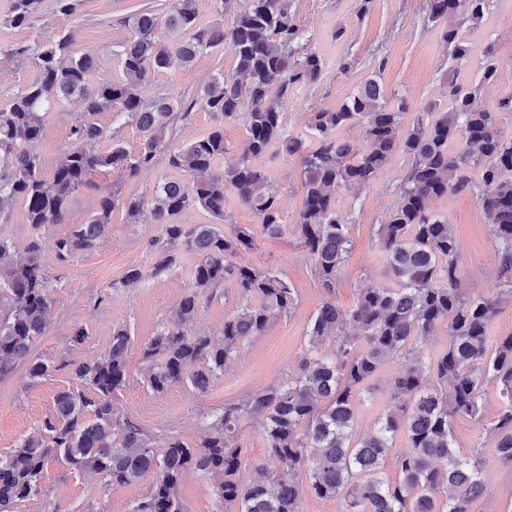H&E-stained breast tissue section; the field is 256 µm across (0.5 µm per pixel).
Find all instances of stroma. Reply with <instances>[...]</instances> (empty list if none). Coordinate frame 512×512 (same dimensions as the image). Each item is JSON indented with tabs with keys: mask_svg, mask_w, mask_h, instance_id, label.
<instances>
[{
	"mask_svg": "<svg viewBox=\"0 0 512 512\" xmlns=\"http://www.w3.org/2000/svg\"><path fill=\"white\" fill-rule=\"evenodd\" d=\"M170 0H82L70 17L46 7L22 28L0 26V104L37 75L34 64H18L4 51L20 42L43 44L57 40L65 31L75 32L78 47L96 51L100 67L97 78L118 76L120 61L115 51L130 35L125 24L128 16L143 7L164 9ZM424 0H374L364 21H356V0H295L296 22L310 35L315 50L345 57L347 74L328 70L314 87L298 89L285 105L287 127L303 134L311 112L337 107L371 77L376 65H383V82L397 93L410 111L427 103L445 104L443 78L449 68L448 51L439 38L438 27L428 23ZM345 25V36L333 41L337 25ZM474 51L487 41L496 45L498 76L484 90V102L496 106L512 96V0H490L489 12L479 28L468 29ZM235 65L230 49L201 56L192 68L178 65L156 74L144 84L145 99L167 93L192 94L211 74L232 71ZM72 107L62 102L53 107L46 120L44 137L33 150L45 165H52L71 147ZM259 166L268 168L278 189L281 207L288 218H295L302 206L299 163L280 155L262 158ZM406 171L403 156L397 155L380 171L374 183L361 196L341 189L336 193L340 212L352 217L350 235L353 247L348 264L332 294L342 306H350L360 289L386 284L385 260L374 225L384 223L399 201V184ZM112 175H98L90 190L80 192L69 210L67 221L52 226L41 237L42 257L49 279L53 307L50 327L36 339L32 354L51 363L50 374L29 381L25 367H18L0 380V456L8 454L25 437L37 430L43 417L53 408L58 392L75 388L70 366L105 354L112 331L126 325L134 342L127 353L129 381L115 401L163 444L169 437H180L188 444L199 441L205 417L223 410L225 404L245 394L272 385L293 374L305 348L306 323L324 294L312 272V262L295 232L284 237H263L257 217L247 209L231 208V223L246 225L257 234V246L241 251L237 262L271 268L293 285L297 305L290 318L280 320L261 336L242 342L223 372L214 376L207 392L194 391L178 383L161 394L144 383L141 343L153 336L168 318L191 284L188 269L193 256H183L179 267L158 277H144L125 285L123 277L131 267L150 269L156 261L148 242L156 235L153 224L126 223L122 211L112 215V232L94 251L60 262L55 240L69 225L87 223L94 197L112 190ZM432 209L446 218L459 242L465 269L460 287L464 292L496 293L502 271L497 245L478 209L476 198L467 192L452 193L433 201ZM239 302L232 282L208 290L196 327L211 336H219L224 319ZM86 329L83 343L72 340L74 327ZM401 369L400 362L386 363L373 382L370 394L359 405L357 432L370 430L379 413L388 405L389 389ZM461 452L479 448L483 457L484 497L474 512H512V467L502 463L492 440L471 422H458L454 428ZM156 479L148 474L130 485L107 482L99 474L71 470L61 461L53 462L41 496L19 502L14 512H132L147 497Z\"/></svg>",
	"mask_w": 512,
	"mask_h": 512,
	"instance_id": "stroma-1",
	"label": "stroma"
}]
</instances>
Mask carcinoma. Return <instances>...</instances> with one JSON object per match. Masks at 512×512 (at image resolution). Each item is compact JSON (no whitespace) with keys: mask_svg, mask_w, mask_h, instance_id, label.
Segmentation results:
<instances>
[{"mask_svg":"<svg viewBox=\"0 0 512 512\" xmlns=\"http://www.w3.org/2000/svg\"><path fill=\"white\" fill-rule=\"evenodd\" d=\"M292 2L238 0L230 23L221 18L208 25L198 20L196 0H171L163 15L143 8L131 15V36L116 52L122 76L110 81L92 80L98 55L78 48L70 31L48 44L10 49L19 63L33 61L38 76L0 105V223H8L5 204L21 198L34 234L20 258L0 238V377L19 366L32 381L50 371L51 364L31 358L34 340L49 328L53 303L40 234L66 223L69 205L98 173L115 176L112 193L93 200L88 223L56 239L59 260L97 248L112 232L117 209L128 224L157 225L151 275L176 267L183 253L197 256L189 268L191 289L142 344L143 380L154 392L181 382L206 392L241 341L262 335L295 309V288L278 273L232 261L253 247L254 237L250 227L229 222L231 203L252 211L267 236L288 232L279 194L257 159L276 152L299 160L303 205L293 227L328 298L307 322V346L296 372L225 404L193 446L170 437L156 447L153 436L113 401L129 381L131 345L128 327H115L104 355L73 365L74 379L91 394L58 393L41 427L0 457V512L38 497L49 465L59 459L119 485L158 469L150 495L133 512H184L178 486L190 474L210 482L215 512L229 502L239 512H301L303 488L295 480L301 470L312 494L339 501L338 512H472L485 490L483 462L478 452L456 449L453 430L461 420L483 424L482 392L489 382L497 386L502 408L487 431L498 457L512 465V334L490 339L500 298L460 291L458 242L448 220L429 208L451 192L475 193L505 274L499 294L512 299V136L499 127L501 114L512 113V97L494 108L482 102L481 90L497 78L492 42L482 50L479 81L459 77L471 59V40L449 23L461 14L479 27L490 0H424L428 22L445 23L440 38L452 71L444 78L447 107L429 103L411 114L396 94H388L377 72L339 107L312 113L306 137L288 131L284 104L297 89L318 84L329 59L309 45ZM43 3L8 0L0 26L27 25ZM224 46L232 50L234 69L212 76L192 100L216 124L179 145L176 125L190 112L179 111L172 96L144 99L141 87L175 62L191 67ZM63 100L79 106L73 145L46 173L32 147L43 136L46 115ZM102 112L142 134L138 151L96 121ZM236 122L242 123L243 140L236 162L226 166L224 125ZM356 125L363 129L360 145L344 135ZM105 141L112 142L107 150L101 149ZM397 154L408 159L399 203L375 230L394 286L363 288L343 307L329 299L352 250L351 224L336 209V191L362 192ZM160 160L170 173L155 183L151 200L124 194V182ZM190 208L203 210L209 222L176 223ZM226 281L234 283L241 301L217 341L195 325L204 290ZM444 327V348L424 358L421 344ZM328 340L334 350L325 354ZM396 360L402 369L389 390L390 407L370 431L356 434V407L371 393L369 381ZM249 419L261 421L274 468L267 472L259 465L264 478L245 482L241 472L248 458L236 440ZM389 459L393 477L385 472Z\"/></svg>","mask_w":512,"mask_h":512,"instance_id":"obj_1","label":"carcinoma"}]
</instances>
